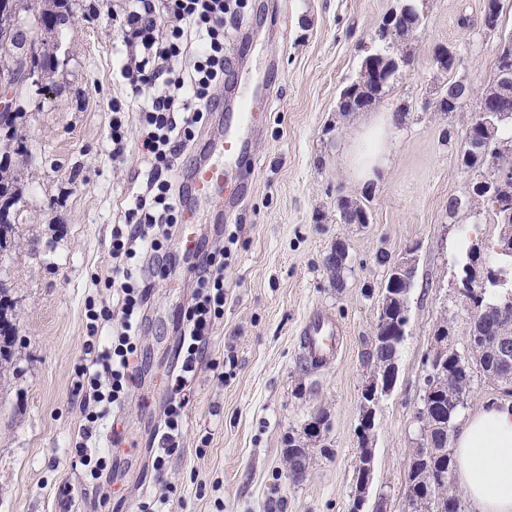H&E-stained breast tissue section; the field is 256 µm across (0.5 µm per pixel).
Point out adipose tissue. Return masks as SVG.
<instances>
[{
  "label": "adipose tissue",
  "mask_w": 512,
  "mask_h": 512,
  "mask_svg": "<svg viewBox=\"0 0 512 512\" xmlns=\"http://www.w3.org/2000/svg\"><path fill=\"white\" fill-rule=\"evenodd\" d=\"M396 115L368 126V146L354 149L351 163L358 181L368 184L389 162ZM456 478L471 512H512V401L486 400L479 411L458 422L453 441Z\"/></svg>",
  "instance_id": "obj_1"
}]
</instances>
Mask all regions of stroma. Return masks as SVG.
Instances as JSON below:
<instances>
[{"label": "stroma", "instance_id": "stroma-1", "mask_svg": "<svg viewBox=\"0 0 512 512\" xmlns=\"http://www.w3.org/2000/svg\"><path fill=\"white\" fill-rule=\"evenodd\" d=\"M404 2L251 0L226 47L242 79L266 84L268 103L254 105V164L242 181L225 183L227 200L197 204L191 218L199 236L227 252L224 317L210 351L226 376L198 368L181 446L156 472L151 435L164 419L178 317L194 287L185 268L157 280L141 338L142 387L119 413L127 442L116 467L97 480L74 458L76 367L94 279L109 263L120 202L140 190L143 167L133 146L123 163L111 159L112 101L125 97L112 79L126 54L112 28L121 0H69L71 26L29 30V39L55 46L59 65L18 121L26 153L12 160L20 212L0 251V276L11 285L16 336L0 367V512H137L142 499L163 491L166 512H350L365 353L387 276L377 257L396 259L412 247L408 334L395 388L376 411L368 493L369 503L382 496L388 512H403L434 332L454 318L451 348L468 345L467 310L451 285L461 272L460 230L469 226L471 238L486 244L499 234L490 209L452 215L448 198L467 194L474 180L458 157L494 76L499 37L512 32V0H503L494 32L481 26L483 0H412L423 24L405 44L410 68L366 110L338 112L375 28ZM440 46L459 58L455 74L435 66ZM454 78L471 86V96L457 111H436ZM389 112L399 117L390 163L360 185L350 147L364 125ZM344 199L365 205L369 223H341ZM222 229L231 240H219ZM339 240L347 259L337 284L324 258ZM315 307L339 330L335 359L319 366L305 359L299 336ZM320 411L327 430L304 438ZM292 436L311 450L299 484L285 466Z\"/></svg>", "mask_w": 512, "mask_h": 512}]
</instances>
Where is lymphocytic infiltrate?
<instances>
[{
  "mask_svg": "<svg viewBox=\"0 0 512 512\" xmlns=\"http://www.w3.org/2000/svg\"><path fill=\"white\" fill-rule=\"evenodd\" d=\"M248 0H124L112 25L125 44L127 59L119 68L126 99L112 105V159L122 162L129 139L127 109L137 114L141 151L148 163L144 187L122 209V223L112 227V274L105 287L116 305L101 303L90 310L85 356L78 375L86 387L82 404L81 441L76 454L92 478L110 468L109 453L88 455L111 408L136 389L135 365L147 297L157 279L177 267L179 258L166 243L176 234L188 207L189 187L173 172L192 151L213 112L222 102L229 58L225 28L237 19ZM198 288L180 314L179 367L171 377L165 402L166 419L154 438L162 455L180 446L187 391L198 364L206 357L213 328L224 315V253L199 245L188 264Z\"/></svg>",
  "mask_w": 512,
  "mask_h": 512,
  "instance_id": "obj_1",
  "label": "lymphocytic infiltrate"
}]
</instances>
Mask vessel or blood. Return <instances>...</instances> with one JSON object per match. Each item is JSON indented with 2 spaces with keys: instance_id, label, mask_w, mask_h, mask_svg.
Returning a JSON list of instances; mask_svg holds the SVG:
<instances>
[{
  "instance_id": "1",
  "label": "vessel or blood",
  "mask_w": 512,
  "mask_h": 512,
  "mask_svg": "<svg viewBox=\"0 0 512 512\" xmlns=\"http://www.w3.org/2000/svg\"><path fill=\"white\" fill-rule=\"evenodd\" d=\"M253 112L237 104L235 113L227 115L224 134L215 141L207 162L193 165L191 180L197 200L208 202L218 195L233 172H241L247 163V146L253 132ZM302 349L314 362L323 364L336 354V325L322 310H312L300 331Z\"/></svg>"
}]
</instances>
